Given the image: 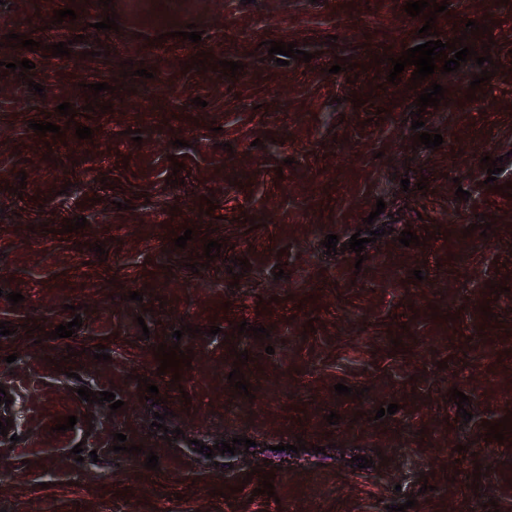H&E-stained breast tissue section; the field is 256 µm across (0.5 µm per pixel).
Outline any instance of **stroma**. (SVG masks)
Wrapping results in <instances>:
<instances>
[{"label":"stroma","instance_id":"35a3bbf8","mask_svg":"<svg viewBox=\"0 0 512 512\" xmlns=\"http://www.w3.org/2000/svg\"><path fill=\"white\" fill-rule=\"evenodd\" d=\"M406 2L113 0L115 31L97 29L104 11L96 0L0 4V36L39 44L0 47V321L16 328L0 335V386L13 399L18 435L0 439V512H386L409 495L417 499L409 512H512V432L500 443L482 426L512 414V197L489 190L480 166L481 157L503 158L496 182H512V0H449L448 13L438 14L444 42L460 36V22L485 20L498 71L473 100L475 62L434 73L446 99L423 117L425 131L443 137L435 150L412 146L404 111L419 92L410 71L394 86L390 61L372 65L375 55L420 45L424 21L405 12ZM66 7L77 19L54 23V11ZM189 24L206 39L180 38ZM68 40L70 56L44 57L43 46ZM270 40L313 58L276 65ZM202 51L244 69L233 78L197 73L189 63ZM347 56L364 67L352 84L330 71ZM25 58L35 64L27 77L8 71ZM124 61L153 68V78L121 77ZM116 77L122 88L98 96L110 110L78 120L92 138H76L57 106L81 113L89 84ZM32 81L44 95L30 91ZM354 95L363 106L351 104ZM45 114L64 127L63 138L29 128ZM130 128L141 142L127 136ZM258 138L265 147L255 146ZM177 161L184 171L174 172ZM173 174L177 183L167 184ZM404 176L426 177V190L401 191ZM459 188L469 200H456ZM207 199L216 206L210 215L200 211ZM380 199L379 222L398 214L393 233L412 229L424 245L387 234L367 244L366 261L351 250L327 255L325 236L348 242ZM125 200L131 209L118 210ZM480 213L495 219L486 238L470 229ZM78 216L86 228L61 233L64 219ZM193 225L212 227L221 244L196 274L187 261L202 238L172 244ZM100 242L104 261L92 249ZM235 258L250 267L234 288L226 263ZM496 283L506 292L494 293ZM129 291L143 300H125ZM9 292L23 302L11 304ZM485 303L491 316L480 311ZM78 305L86 308L79 316ZM77 316L82 326L72 337L49 339ZM240 321L270 328L268 341L236 334ZM188 323L200 333L180 340L194 357L175 387L158 374L153 349L166 330ZM213 326L219 334L205 336ZM101 343L110 361L96 360ZM71 349L80 353L75 379L61 361ZM241 350L251 358L238 368L251 385L248 399L228 381ZM141 375L167 399L165 426L184 432L177 441L151 435ZM338 383L365 394L336 395ZM81 385L114 393L121 410L81 400ZM453 388L468 396L470 422L450 402ZM391 403L399 411L376 419ZM333 411L341 416L335 425L325 420ZM70 415L74 429L55 432ZM117 433L150 447L158 470L145 469V455L112 452ZM238 435L255 440L253 453L212 460L191 446ZM300 438L312 451L291 452ZM78 444L97 460L76 462ZM359 454L372 466L350 465ZM265 460L277 467L272 499L245 479ZM284 460L290 468H281ZM478 464L473 490L467 477Z\"/></svg>","mask_w":512,"mask_h":512}]
</instances>
